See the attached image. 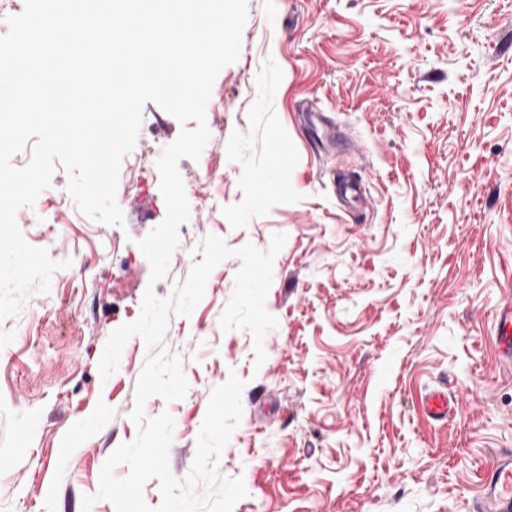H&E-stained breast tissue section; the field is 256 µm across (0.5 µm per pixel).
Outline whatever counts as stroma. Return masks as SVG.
Masks as SVG:
<instances>
[{
    "label": "stroma",
    "instance_id": "1",
    "mask_svg": "<svg viewBox=\"0 0 512 512\" xmlns=\"http://www.w3.org/2000/svg\"><path fill=\"white\" fill-rule=\"evenodd\" d=\"M205 119L199 159L178 163L190 218L158 283L137 242L166 215L158 153L180 124L156 103L121 163L124 226L85 216L60 165L17 211L29 245L79 263L0 322V512H82L87 495L115 512L100 472L138 434L148 350L132 336L104 380L108 338L147 286L166 297L186 279L206 236L265 250L277 233L263 363L248 331L221 328L235 254L190 316L169 318L188 390L150 397L144 416L174 420V477L234 374L242 415L217 462L247 490L232 512H476L482 473L512 449V374L491 330L512 295V0H248ZM344 179L366 188L345 208ZM444 388L459 411L437 423L423 398Z\"/></svg>",
    "mask_w": 512,
    "mask_h": 512
}]
</instances>
